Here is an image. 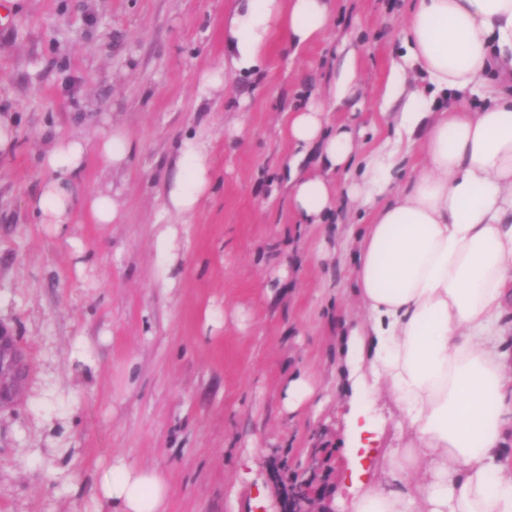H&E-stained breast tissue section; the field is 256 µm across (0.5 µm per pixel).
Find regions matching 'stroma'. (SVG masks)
<instances>
[{
	"label": "stroma",
	"instance_id": "stroma-1",
	"mask_svg": "<svg viewBox=\"0 0 512 512\" xmlns=\"http://www.w3.org/2000/svg\"><path fill=\"white\" fill-rule=\"evenodd\" d=\"M234 4L11 0L0 20L16 132L0 155V328L31 365L0 408V512H109L100 477L118 456L164 477L167 512H284L282 468L309 481V512H340L339 333L362 313L347 241L368 217L347 202L340 223L295 224L281 129L313 100L355 118L365 149L395 137L403 102L385 85L411 0H334L323 39L296 51L276 32L255 74L224 65ZM351 54L360 86L338 108L328 91ZM217 71L221 92L202 96ZM114 128L136 144L122 170L96 150ZM190 135L211 144L212 185L184 216L168 191ZM55 136L88 143L83 188L118 193L119 223H38L28 200ZM300 375L313 394L291 411ZM369 399L371 478L408 436L385 387Z\"/></svg>",
	"mask_w": 512,
	"mask_h": 512
}]
</instances>
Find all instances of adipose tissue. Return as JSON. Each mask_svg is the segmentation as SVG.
<instances>
[{
  "mask_svg": "<svg viewBox=\"0 0 512 512\" xmlns=\"http://www.w3.org/2000/svg\"><path fill=\"white\" fill-rule=\"evenodd\" d=\"M330 0H238L224 25L235 70L261 69L282 30L301 49L321 39ZM390 63L385 95L404 97L402 137L362 151L350 122L322 103L288 117L293 149L290 207L298 223L327 224L339 210L331 176L356 166L349 198L370 220L357 235L350 285L363 315L341 339L352 389V437L365 427L366 394L384 382L399 404L410 443L383 458L391 486L360 485L347 512H512V474L503 448L512 434V355L494 331L512 296V0H414ZM482 93L470 111L465 100ZM447 98L433 110L429 100ZM419 147L420 167L400 188L399 162ZM89 149L59 137L44 152L47 174L29 201L44 224L121 218L116 195L81 188ZM210 145H183L186 172L169 191L177 213L195 212L211 187ZM319 158L322 171L301 172ZM112 512H166L157 472L117 462L102 479Z\"/></svg>",
  "mask_w": 512,
  "mask_h": 512,
  "instance_id": "obj_1",
  "label": "adipose tissue"
}]
</instances>
